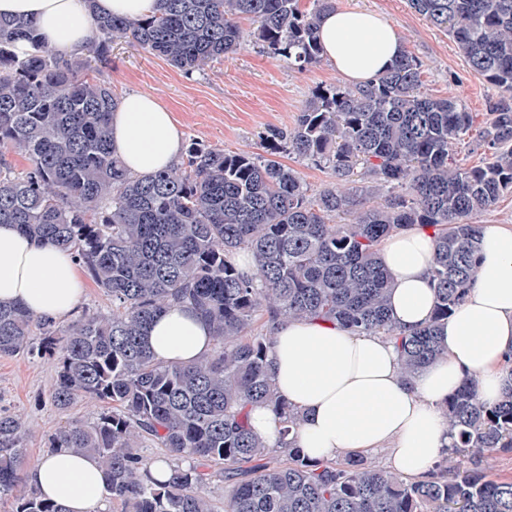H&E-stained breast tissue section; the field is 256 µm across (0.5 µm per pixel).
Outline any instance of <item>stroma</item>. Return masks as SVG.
Returning <instances> with one entry per match:
<instances>
[{
    "label": "stroma",
    "mask_w": 512,
    "mask_h": 512,
    "mask_svg": "<svg viewBox=\"0 0 512 512\" xmlns=\"http://www.w3.org/2000/svg\"><path fill=\"white\" fill-rule=\"evenodd\" d=\"M336 5L369 10L390 21L422 63L424 91L455 96L476 122L485 120L496 88L469 68L455 42L411 9L409 0H336ZM93 73L117 95L140 91L157 97L173 112L183 140L259 155L265 154L273 132L293 129L313 87L340 80L328 62L300 70L255 44L211 69L186 75L135 44L118 41L107 64L95 66ZM51 376L46 361L0 358V408L28 424L32 460L45 452L48 432L68 422L90 423L97 412L83 402L64 412L51 406Z\"/></svg>",
    "instance_id": "35a3bbf8"
}]
</instances>
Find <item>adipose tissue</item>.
<instances>
[{"label":"adipose tissue","mask_w":512,"mask_h":512,"mask_svg":"<svg viewBox=\"0 0 512 512\" xmlns=\"http://www.w3.org/2000/svg\"><path fill=\"white\" fill-rule=\"evenodd\" d=\"M157 0H0V16L33 22L51 50L69 59L83 53L97 14L145 15ZM319 39L337 73L354 84L390 69L405 44L382 16L364 10L327 11ZM112 146L128 173L146 175L173 166L182 138L171 110L153 95L127 93L111 117ZM433 233L415 226L391 234L380 258L392 279L390 316L405 331L433 317ZM84 295L81 268L71 254L0 224V305H18L36 317L67 319ZM442 355L412 380L401 374L394 344L318 319L282 322L268 354L280 399L295 405L302 422L297 445L309 458L333 459L388 449L391 469L403 476L428 474L451 442L444 406L465 379L482 402H498L511 376L512 228L489 224L474 282L463 302L440 326ZM155 357L187 364L212 347L208 324L195 310L174 306L148 331ZM29 486L67 512H101L111 497L95 458L65 451L37 459L25 475Z\"/></svg>","instance_id":"adipose-tissue-1"}]
</instances>
